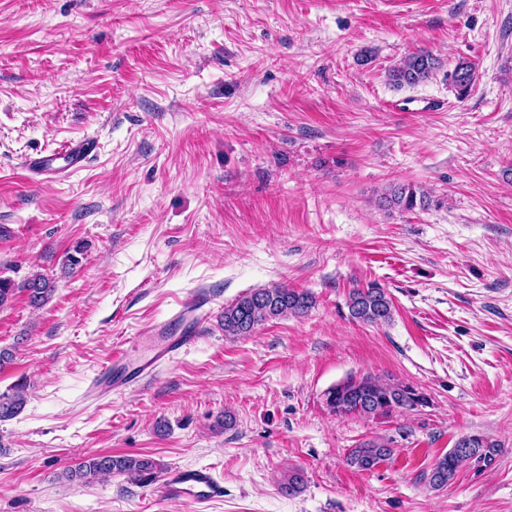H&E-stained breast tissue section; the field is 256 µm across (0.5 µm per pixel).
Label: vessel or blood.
<instances>
[{
  "mask_svg": "<svg viewBox=\"0 0 512 512\" xmlns=\"http://www.w3.org/2000/svg\"><path fill=\"white\" fill-rule=\"evenodd\" d=\"M444 108L443 101L431 98H403L391 104V109L395 112H439ZM91 151L90 141L71 142L62 145L56 156L29 158L24 161L23 166L29 171L36 168L47 171L51 169L54 160L60 159L63 160L65 168L76 170L84 166ZM205 304L206 301L201 296L187 299L182 305L184 323L179 333L163 337L148 359L133 361V349L129 346L113 349L110 358L99 367L91 384L93 394L103 395L138 385L151 377L157 366L170 362L183 348L192 345L204 319L202 310ZM162 492L167 498L185 500L203 508L223 500L224 483L210 468L176 466L165 474Z\"/></svg>",
  "mask_w": 512,
  "mask_h": 512,
  "instance_id": "1",
  "label": "vessel or blood"
}]
</instances>
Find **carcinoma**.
<instances>
[{
  "label": "carcinoma",
  "instance_id": "1",
  "mask_svg": "<svg viewBox=\"0 0 512 512\" xmlns=\"http://www.w3.org/2000/svg\"><path fill=\"white\" fill-rule=\"evenodd\" d=\"M436 59L426 52H416L387 72L388 80L398 87H414L426 81L435 70ZM451 80L460 97H465L474 82V66L459 61ZM382 199L390 208L412 211L425 210L432 203L431 196L413 185H388ZM26 293L29 306L39 309L46 305L55 291L54 281L35 273L17 285L10 278H0V308L7 305L16 292ZM313 296L285 285L252 290L224 306V335L246 336L270 320L288 316L302 317L313 307ZM347 308L352 320L364 324L381 325L391 321L393 301L387 290L377 283L349 292ZM25 384L14 386L12 393L0 394V420L7 419L21 409L24 403ZM326 404L332 412L344 416H390L396 411L413 410L429 404L428 397L409 385L388 384L378 378L365 375L350 377L330 388ZM501 452L499 444L480 435L470 436L467 447L457 445L438 458L425 478L435 490L448 487L464 468L490 464ZM393 455V448L379 441H367L351 449L346 457L349 466L360 471H370ZM161 465L148 455H94L73 468H67L60 477L68 481L91 483L103 475L128 476L134 484H150L157 477Z\"/></svg>",
  "mask_w": 512,
  "mask_h": 512
}]
</instances>
